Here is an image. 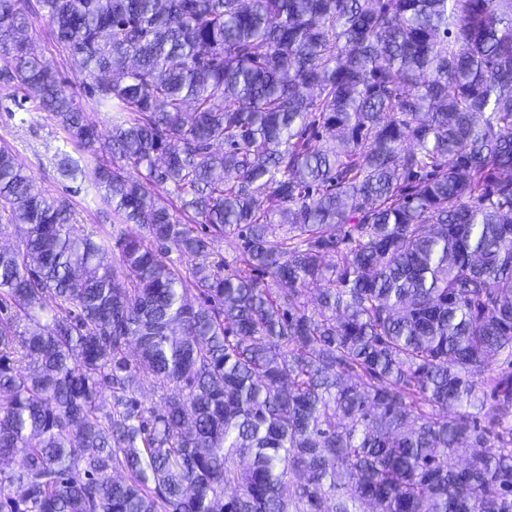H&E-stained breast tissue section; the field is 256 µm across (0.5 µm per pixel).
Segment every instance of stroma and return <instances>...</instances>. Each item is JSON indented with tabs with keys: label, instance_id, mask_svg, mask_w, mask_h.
I'll return each mask as SVG.
<instances>
[{
	"label": "stroma",
	"instance_id": "obj_1",
	"mask_svg": "<svg viewBox=\"0 0 512 512\" xmlns=\"http://www.w3.org/2000/svg\"><path fill=\"white\" fill-rule=\"evenodd\" d=\"M29 31L43 61L58 71L66 93L81 103L98 134L107 135L112 127L111 113L99 108L90 98L70 56L55 42L50 25L37 16L31 18ZM1 145L16 152L33 179L35 191L65 197L74 209L77 222L87 230L100 233L111 230L116 218L104 215V206L95 189L81 180L63 176L57 167L65 154L87 165L93 164V157L75 149L47 113L38 110L34 103L23 101L21 91L13 88L0 91Z\"/></svg>",
	"mask_w": 512,
	"mask_h": 512
}]
</instances>
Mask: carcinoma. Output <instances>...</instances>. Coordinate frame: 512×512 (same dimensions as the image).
Wrapping results in <instances>:
<instances>
[{
  "label": "carcinoma",
  "mask_w": 512,
  "mask_h": 512,
  "mask_svg": "<svg viewBox=\"0 0 512 512\" xmlns=\"http://www.w3.org/2000/svg\"><path fill=\"white\" fill-rule=\"evenodd\" d=\"M13 86L143 234L0 147V512H512V0H0ZM29 31L36 41L43 61L59 72L67 94L75 96L83 106L87 119L95 127L100 136H106L112 127V114L99 108L90 98L80 76L73 69L71 57L55 42L51 26L45 19L37 16L30 18Z\"/></svg>",
  "instance_id": "carcinoma-1"
}]
</instances>
